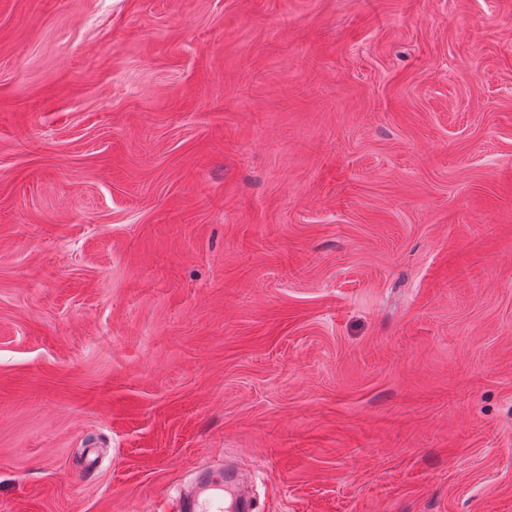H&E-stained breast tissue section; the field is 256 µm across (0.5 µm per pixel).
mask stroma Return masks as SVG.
Returning a JSON list of instances; mask_svg holds the SVG:
<instances>
[{"label":"stroma","mask_w":512,"mask_h":512,"mask_svg":"<svg viewBox=\"0 0 512 512\" xmlns=\"http://www.w3.org/2000/svg\"><path fill=\"white\" fill-rule=\"evenodd\" d=\"M228 461L512 512V0H0V512Z\"/></svg>","instance_id":"stroma-1"}]
</instances>
